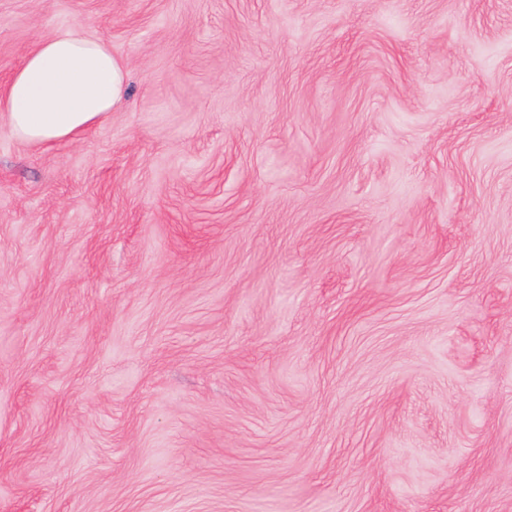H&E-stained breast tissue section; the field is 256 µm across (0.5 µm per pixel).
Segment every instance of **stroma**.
<instances>
[{
	"instance_id": "obj_1",
	"label": "stroma",
	"mask_w": 512,
	"mask_h": 512,
	"mask_svg": "<svg viewBox=\"0 0 512 512\" xmlns=\"http://www.w3.org/2000/svg\"><path fill=\"white\" fill-rule=\"evenodd\" d=\"M0 512H512V0H0ZM127 93L128 71L111 45L71 29L35 45L0 86V117L23 142L72 140L121 107Z\"/></svg>"
}]
</instances>
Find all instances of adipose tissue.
I'll list each match as a JSON object with an SVG mask.
<instances>
[{"mask_svg": "<svg viewBox=\"0 0 512 512\" xmlns=\"http://www.w3.org/2000/svg\"><path fill=\"white\" fill-rule=\"evenodd\" d=\"M127 93L128 71L111 45L71 29L35 45L0 86V117L27 143L72 140L121 107Z\"/></svg>", "mask_w": 512, "mask_h": 512, "instance_id": "ef3b65f1", "label": "adipose tissue"}]
</instances>
